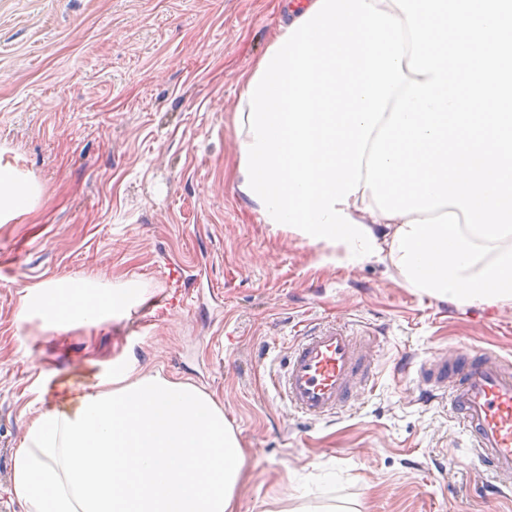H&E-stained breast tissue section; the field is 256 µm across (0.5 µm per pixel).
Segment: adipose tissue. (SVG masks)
<instances>
[{
    "label": "adipose tissue",
    "mask_w": 512,
    "mask_h": 512,
    "mask_svg": "<svg viewBox=\"0 0 512 512\" xmlns=\"http://www.w3.org/2000/svg\"><path fill=\"white\" fill-rule=\"evenodd\" d=\"M242 78L236 189L265 223L403 287L512 301V0H287ZM0 149V224L38 185ZM139 281L45 280L19 321L62 333L126 318ZM245 450L212 394L113 369L38 411L13 453L23 512H236Z\"/></svg>",
    "instance_id": "obj_1"
}]
</instances>
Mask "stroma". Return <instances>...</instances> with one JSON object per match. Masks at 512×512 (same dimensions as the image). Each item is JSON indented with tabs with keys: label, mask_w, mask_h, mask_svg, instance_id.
<instances>
[{
	"label": "stroma",
	"mask_w": 512,
	"mask_h": 512,
	"mask_svg": "<svg viewBox=\"0 0 512 512\" xmlns=\"http://www.w3.org/2000/svg\"><path fill=\"white\" fill-rule=\"evenodd\" d=\"M279 18L278 0H0V147L40 190L0 224V512H21L13 453L38 408L130 360L222 402L248 450L237 512H512L447 403L394 372L465 346L512 362V302L417 295L266 224L235 188L240 78ZM85 277H133L149 298L63 336L17 321L23 287ZM310 322L380 333L373 387L321 421L270 383ZM62 378L72 392L55 393Z\"/></svg>",
	"instance_id": "35a3bbf8"
}]
</instances>
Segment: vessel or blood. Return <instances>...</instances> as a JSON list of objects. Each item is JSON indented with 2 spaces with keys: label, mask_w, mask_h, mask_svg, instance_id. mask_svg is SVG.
Masks as SVG:
<instances>
[{
  "label": "vessel or blood",
  "mask_w": 512,
  "mask_h": 512,
  "mask_svg": "<svg viewBox=\"0 0 512 512\" xmlns=\"http://www.w3.org/2000/svg\"><path fill=\"white\" fill-rule=\"evenodd\" d=\"M374 378L364 343L342 326L302 333L273 385L289 406L313 420L336 415ZM417 381L426 397L447 396L478 462L501 486L512 485V364L485 350L458 361L433 351Z\"/></svg>",
  "instance_id": "1"
}]
</instances>
